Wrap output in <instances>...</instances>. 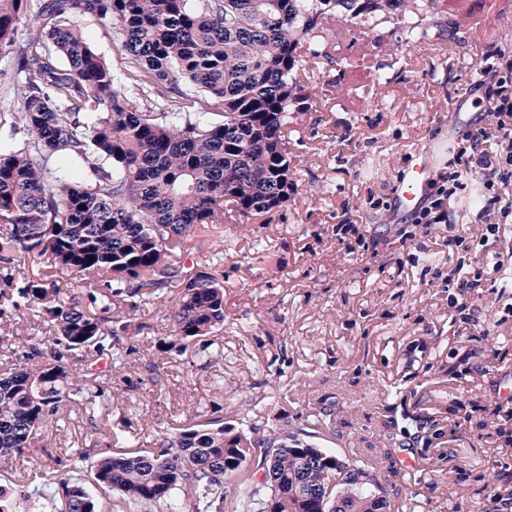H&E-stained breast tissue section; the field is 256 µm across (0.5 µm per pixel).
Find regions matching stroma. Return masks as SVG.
Wrapping results in <instances>:
<instances>
[{"mask_svg":"<svg viewBox=\"0 0 512 512\" xmlns=\"http://www.w3.org/2000/svg\"><path fill=\"white\" fill-rule=\"evenodd\" d=\"M408 33L336 21L318 40L339 42L335 64L303 55L305 99L290 136L298 190L265 216L225 220L211 239L187 241L186 260L215 254L224 272V329L208 351L169 356L155 347L171 313L165 299L131 314L141 329L117 336L120 369L103 383L118 403L66 405L31 453L0 460V486L39 483L90 458L152 447L161 435L217 419L249 437L290 434L343 459L374 463L404 512H512V287L465 289L448 299L462 255L454 236H477L479 193L469 182L454 224H393L392 188L415 154L464 134L452 101L478 97L486 68L512 66V0H440ZM0 374L42 327L10 316ZM334 429L311 431V414Z\"/></svg>","mask_w":512,"mask_h":512,"instance_id":"35a3bbf8","label":"stroma"}]
</instances>
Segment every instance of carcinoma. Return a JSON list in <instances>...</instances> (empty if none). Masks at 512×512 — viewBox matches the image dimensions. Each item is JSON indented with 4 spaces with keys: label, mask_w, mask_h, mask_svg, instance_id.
<instances>
[{
    "label": "carcinoma",
    "mask_w": 512,
    "mask_h": 512,
    "mask_svg": "<svg viewBox=\"0 0 512 512\" xmlns=\"http://www.w3.org/2000/svg\"><path fill=\"white\" fill-rule=\"evenodd\" d=\"M405 0H0V52L24 81L0 101V318L27 310L53 332L0 378V456H20L35 433L121 364L107 339L129 332L128 311L176 289L162 354L182 355L224 330V274L212 254L187 266L185 240L224 223V203L261 216L296 189L288 125L300 111L301 52L336 62L313 31L340 17L377 21ZM90 13L117 32L137 73L126 82L86 39ZM28 26L34 36L18 39ZM194 95L196 112H169ZM217 106L218 112L208 108ZM87 286L63 303L52 281L16 278L26 261ZM260 459L258 482L244 463ZM20 490L51 512H98L118 492L149 512L199 491L195 512H222L224 479L238 478L242 512H378L370 468L295 435L249 438L201 421L173 440L114 452Z\"/></svg>",
    "instance_id": "carcinoma-1"
}]
</instances>
